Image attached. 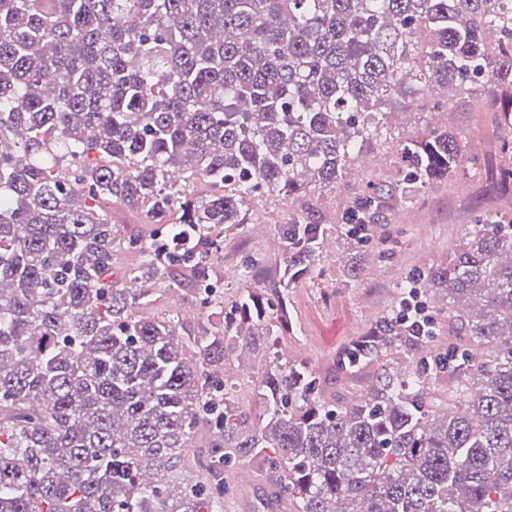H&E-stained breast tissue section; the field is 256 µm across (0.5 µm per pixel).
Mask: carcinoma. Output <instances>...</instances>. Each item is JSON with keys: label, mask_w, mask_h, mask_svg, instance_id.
<instances>
[{"label": "carcinoma", "mask_w": 512, "mask_h": 512, "mask_svg": "<svg viewBox=\"0 0 512 512\" xmlns=\"http://www.w3.org/2000/svg\"><path fill=\"white\" fill-rule=\"evenodd\" d=\"M432 84L494 88L512 159V0H0V512H224L225 468L255 458L267 510L512 512V221L470 225L423 278L448 298L446 355L414 360L434 333L392 314L338 357L381 370L349 402L302 362H267L255 410L227 379L288 330L279 289L325 235L292 218L271 292L226 303L224 225L256 194L336 187L387 138L393 95ZM396 152L348 212L355 245L466 170L446 129ZM125 213L159 228L123 236ZM123 250L139 263L118 274ZM183 290L195 329L146 312Z\"/></svg>", "instance_id": "obj_1"}]
</instances>
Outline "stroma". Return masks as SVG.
Instances as JSON below:
<instances>
[{"instance_id":"stroma-1","label":"stroma","mask_w":512,"mask_h":512,"mask_svg":"<svg viewBox=\"0 0 512 512\" xmlns=\"http://www.w3.org/2000/svg\"><path fill=\"white\" fill-rule=\"evenodd\" d=\"M434 98L450 100L445 114L431 108ZM437 121L462 135L466 156L477 160L475 168L427 190L420 204L387 215L383 223L374 225L366 245H350L338 228L368 179L384 181L395 176L393 140L367 145L336 188L311 187L288 199L256 195L249 201L247 223L225 225L216 288L228 301L244 287H264L261 265L282 262L278 234L293 214L333 229L325 244L328 254L320 258L313 274L283 291L292 328L270 337L263 356H250L243 365L230 366L233 395L241 405H254L260 372L270 357L307 363L319 377L324 396L342 401L366 393L376 381V367L338 372L339 353L393 310L405 277L446 264L467 226L489 213L512 217V187L502 188L497 178L502 154L493 113L467 96H451L437 87L430 96L406 98L389 117L393 132L401 137L424 133ZM271 212L277 213V223H268ZM250 258L259 259L261 265L245 282L240 278L241 267ZM233 471L241 477L246 495L240 502L229 503L227 512H261L259 503L273 479L270 470L254 460L234 466Z\"/></svg>"}]
</instances>
